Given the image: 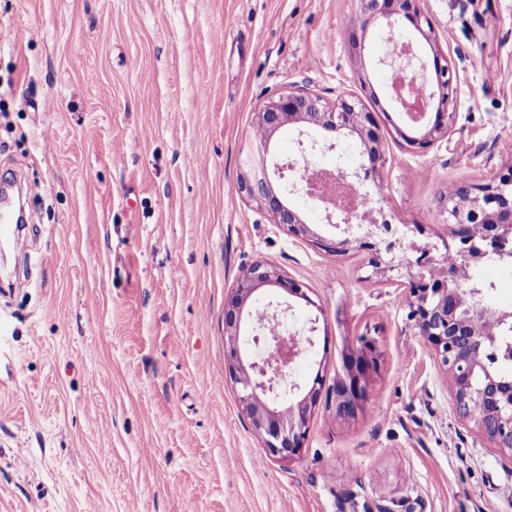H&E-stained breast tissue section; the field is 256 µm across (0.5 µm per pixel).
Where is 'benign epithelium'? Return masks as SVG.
I'll use <instances>...</instances> for the list:
<instances>
[{"label":"benign epithelium","mask_w":512,"mask_h":512,"mask_svg":"<svg viewBox=\"0 0 512 512\" xmlns=\"http://www.w3.org/2000/svg\"><path fill=\"white\" fill-rule=\"evenodd\" d=\"M359 14L347 31L353 55H361L369 27L382 24L385 41L391 54L401 44L414 46L421 36L430 46L435 38L426 15L425 0H359ZM408 21L413 31L396 33L401 20ZM433 77L428 79L410 66L391 70V99L399 112L412 124H424L418 137L406 138L417 149H428L451 132L449 107L453 104L455 87L453 69L448 56L434 50ZM372 113L360 101L343 95L329 106L321 98L304 89L292 90L270 98L254 113V127L262 133L259 142L264 150L277 133L296 128L300 157L314 153L318 141H305L315 131L335 147L333 140L342 135H355L361 143L363 179L354 181L339 169L334 180L355 194L363 182L375 174L383 161L381 141L375 130ZM298 160L261 158L252 173L241 181V191L258 202L295 237L312 238L317 247L341 249L350 239H329L313 232L310 225L290 208L276 193L273 181L282 180L294 171ZM466 199L469 208L457 207ZM448 223L454 226L452 241L436 245L413 246L414 260L405 295L408 317L416 334L434 351L436 358L451 373L456 413L476 420L483 432L499 448L512 450V376L499 370L500 364L512 362V351L502 350L497 333L482 327V322L512 327V308H494L479 298L480 289L472 282L471 268L489 261L512 258V164L503 168L492 182L473 188L460 185L443 201ZM472 224L483 226V235L476 240L468 229ZM391 231L387 222L370 224L358 238L359 248L368 252L370 276H383L393 270L384 262L379 249L382 235ZM454 253L457 261L443 277L430 274L439 259ZM244 274L237 278L235 288L224 303L225 365L231 380L239 386L242 410L254 432L263 440L273 456L291 458L300 454L308 431V422L324 384L321 373L303 387L291 380L290 373L305 352V345H314L319 318L309 320L308 335L302 336L283 328L277 332L256 333L251 309L253 295L262 288H276L282 294L274 305L273 317H286L296 298L308 300L302 285L283 274L271 262L258 259L243 265ZM379 369L375 343L363 340L362 347L347 355V376L336 385V417L346 420L356 416L368 399L369 377Z\"/></svg>","instance_id":"1"}]
</instances>
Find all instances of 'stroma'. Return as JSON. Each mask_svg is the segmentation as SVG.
I'll list each match as a JSON object with an SVG mask.
<instances>
[{"label":"stroma","instance_id":"stroma-1","mask_svg":"<svg viewBox=\"0 0 512 512\" xmlns=\"http://www.w3.org/2000/svg\"><path fill=\"white\" fill-rule=\"evenodd\" d=\"M426 9L457 94L421 151L397 132L380 30L349 51L358 0H0V177L28 217L0 294V512H512V450L457 416L405 270L369 278L357 244L323 251L239 190L269 98L353 94L382 140L373 215L407 248L447 236L441 196L512 162V0ZM275 189L341 238L291 180ZM256 259L303 285L290 324L318 320L292 375L324 386L290 459L224 372V300ZM471 275L512 306L511 260ZM366 332L380 366L342 420L333 389Z\"/></svg>","mask_w":512,"mask_h":512}]
</instances>
